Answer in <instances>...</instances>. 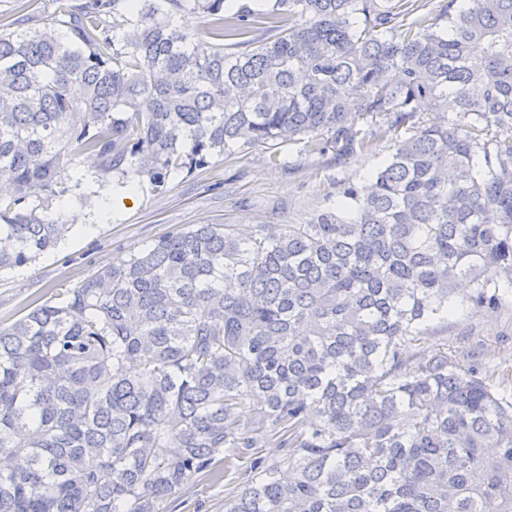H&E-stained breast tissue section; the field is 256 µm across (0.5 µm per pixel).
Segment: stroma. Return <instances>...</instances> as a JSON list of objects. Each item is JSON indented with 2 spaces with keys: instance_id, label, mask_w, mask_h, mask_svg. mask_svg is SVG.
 Instances as JSON below:
<instances>
[{
  "instance_id": "obj_1",
  "label": "stroma",
  "mask_w": 512,
  "mask_h": 512,
  "mask_svg": "<svg viewBox=\"0 0 512 512\" xmlns=\"http://www.w3.org/2000/svg\"><path fill=\"white\" fill-rule=\"evenodd\" d=\"M389 154L381 141L368 152L347 155L306 152L303 143H273L170 177L163 190L143 184L104 200L97 187L105 177L97 156L76 157L68 194L53 211L72 223L69 236L31 264L0 271V322L25 315L36 299L73 288L98 268L149 247L159 237L196 224H305L335 206L341 185L369 184ZM447 345L463 366L483 375L512 374V285L501 288L497 304L460 305L448 321L430 325L417 350L430 354ZM238 482L194 477L164 512H224Z\"/></svg>"
}]
</instances>
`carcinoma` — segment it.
I'll use <instances>...</instances> for the list:
<instances>
[{
  "label": "carcinoma",
  "mask_w": 512,
  "mask_h": 512,
  "mask_svg": "<svg viewBox=\"0 0 512 512\" xmlns=\"http://www.w3.org/2000/svg\"><path fill=\"white\" fill-rule=\"evenodd\" d=\"M123 2L0 23V270L70 231L76 155L158 191L270 141L390 153L308 224L188 226L0 323V512H160L243 458L224 512H512V394L414 348L512 285V0Z\"/></svg>",
  "instance_id": "carcinoma-1"
}]
</instances>
